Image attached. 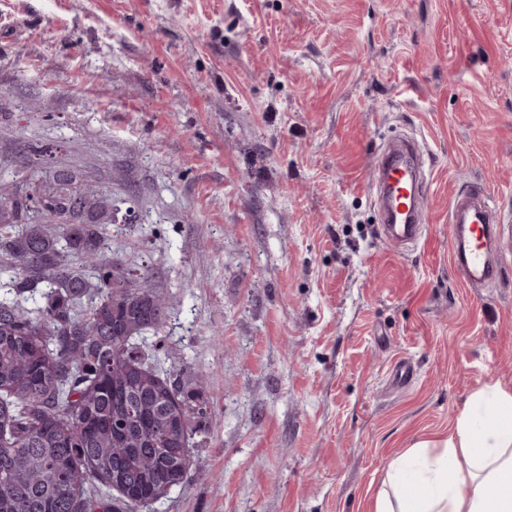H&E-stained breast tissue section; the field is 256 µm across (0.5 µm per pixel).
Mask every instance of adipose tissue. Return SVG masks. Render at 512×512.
I'll return each mask as SVG.
<instances>
[{
	"label": "adipose tissue",
	"instance_id": "adipose-tissue-1",
	"mask_svg": "<svg viewBox=\"0 0 512 512\" xmlns=\"http://www.w3.org/2000/svg\"><path fill=\"white\" fill-rule=\"evenodd\" d=\"M374 512H512V385L474 391L448 435L392 459Z\"/></svg>",
	"mask_w": 512,
	"mask_h": 512
}]
</instances>
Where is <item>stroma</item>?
<instances>
[{"mask_svg":"<svg viewBox=\"0 0 512 512\" xmlns=\"http://www.w3.org/2000/svg\"><path fill=\"white\" fill-rule=\"evenodd\" d=\"M404 138L414 245L375 188ZM33 141L133 208L109 246L209 408L156 512H373L392 457L512 383V259L466 286L448 223L474 183L512 221V0H0V175ZM420 169L416 144L411 140H404L398 148L383 155L379 171L384 172V175L396 176L393 172L407 170L416 178ZM428 185L429 184H428L427 178L424 176H421V177L419 176L420 190H419L418 184L416 182V186H415V188L413 190V194H412V199H410V201H412V203L414 205V208L411 211V216H410V221H409L410 224H404L403 223L404 220H403L402 216H400L398 218V222H400V223L389 224V226L394 230L395 235L397 237H404V238H407L408 240L416 239L417 228L419 227L418 223L420 222L421 204L424 200V197L427 194Z\"/></svg>","mask_w":512,"mask_h":512,"instance_id":"stroma-1","label":"stroma"}]
</instances>
